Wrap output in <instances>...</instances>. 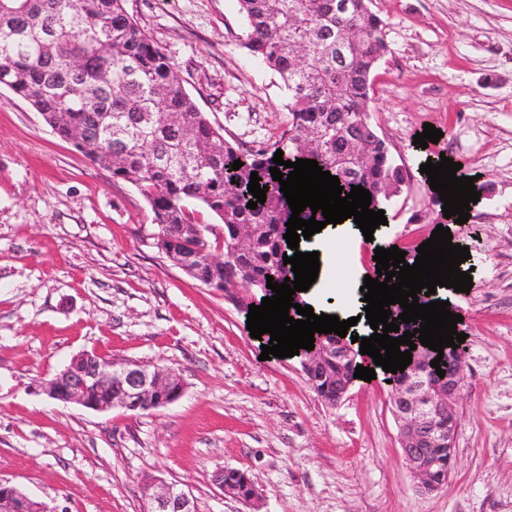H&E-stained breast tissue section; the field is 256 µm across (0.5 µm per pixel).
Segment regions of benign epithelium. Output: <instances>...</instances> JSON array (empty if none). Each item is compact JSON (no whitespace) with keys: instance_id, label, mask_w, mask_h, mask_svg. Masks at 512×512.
<instances>
[{"instance_id":"obj_1","label":"benign epithelium","mask_w":512,"mask_h":512,"mask_svg":"<svg viewBox=\"0 0 512 512\" xmlns=\"http://www.w3.org/2000/svg\"><path fill=\"white\" fill-rule=\"evenodd\" d=\"M251 228L243 225L232 243L231 253H247ZM336 359V372L325 361ZM356 362V352L342 338L315 339L314 349L301 354V364L310 388L329 405L347 395L352 381L344 378V365ZM448 375L434 378L425 353L414 355L403 379L391 383L392 410L399 424V442L404 459L417 481L418 492L431 494L448 483L455 466L458 418L455 404L465 381L461 349L448 348ZM185 385L175 373L164 376L157 365L139 361L105 364L86 353L74 356L63 372L44 386L53 400L107 411L121 407L137 412L151 401L168 405L177 401ZM214 484L227 496L245 503L256 497L255 482L246 472L221 468ZM150 496L146 512H196L193 498L179 484L160 477L146 479ZM0 512H46L42 503L18 488L0 482Z\"/></svg>"}]
</instances>
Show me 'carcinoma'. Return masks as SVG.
I'll return each instance as SVG.
<instances>
[{
  "label": "carcinoma",
  "instance_id": "cac0c4a2",
  "mask_svg": "<svg viewBox=\"0 0 512 512\" xmlns=\"http://www.w3.org/2000/svg\"><path fill=\"white\" fill-rule=\"evenodd\" d=\"M126 0H0V87L24 99L53 133L92 162L128 182L151 206L158 234L174 249L172 259L191 257L193 279H234L256 294L255 305L274 295L273 281L295 280L284 264V239L292 215L270 168L283 160L313 159L340 178L341 196L351 186L371 193V207L399 195L411 174L397 163L370 120L372 73L385 55V22L372 0H349L338 12L334 0H237L246 26L244 47L276 72L288 93V123L272 143L246 151L224 138L197 106L172 58L125 8ZM352 28L363 38L343 52L336 38ZM197 128L188 140L183 125ZM319 151L310 152L313 134ZM355 138L366 162L352 180L336 166ZM243 166L232 169L235 160ZM268 186L254 209L251 172ZM196 206L223 224L195 221ZM238 224L257 228L247 256L230 252ZM224 262L211 260L218 246Z\"/></svg>",
  "mask_w": 512,
  "mask_h": 512
}]
</instances>
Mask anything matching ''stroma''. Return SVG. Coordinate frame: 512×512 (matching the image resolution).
Instances as JSON below:
<instances>
[{"instance_id": "obj_1", "label": "stroma", "mask_w": 512, "mask_h": 512, "mask_svg": "<svg viewBox=\"0 0 512 512\" xmlns=\"http://www.w3.org/2000/svg\"><path fill=\"white\" fill-rule=\"evenodd\" d=\"M172 57L198 107L236 148L288 119L278 76L242 45L237 0H126ZM387 52L372 121L411 179L389 204L384 243L415 253L437 226L468 247L466 381L455 468L419 495L401 454L385 374L331 406L299 357L261 360L247 316L161 253L145 197L56 137L0 88V481L48 512H145L143 481L188 490L197 512H512V0H373ZM438 142L414 145L424 123ZM449 157L483 188L447 222L420 166ZM94 351L155 363L185 391L166 406L94 411L48 398L46 381ZM245 472V504L212 481Z\"/></svg>"}]
</instances>
